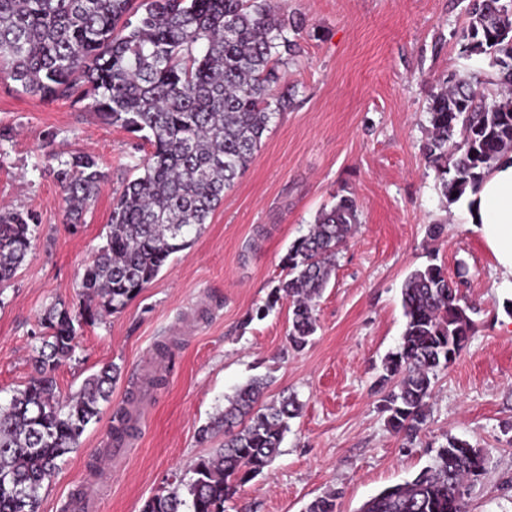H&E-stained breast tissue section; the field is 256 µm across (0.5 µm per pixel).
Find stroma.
Wrapping results in <instances>:
<instances>
[{"instance_id":"35a3bbf8","label":"stroma","mask_w":512,"mask_h":512,"mask_svg":"<svg viewBox=\"0 0 512 512\" xmlns=\"http://www.w3.org/2000/svg\"><path fill=\"white\" fill-rule=\"evenodd\" d=\"M468 0H287L305 19L303 52L281 68L294 106L276 120L244 175L224 194L200 235L171 257L127 307L77 336L56 373L60 397L108 364L120 374L98 422L68 454L38 512H66L74 493L92 492L97 512H141L145 500L222 446L199 429L236 388L255 377L265 401L294 394L303 404L279 455L226 502L225 512H305L336 490L337 512L432 464L448 437L482 449L486 473L469 512H512V316L494 287V259L434 187L421 147L427 107L449 75L486 74V59L462 56L458 35ZM0 208L32 212L39 229L10 286L0 292V402L24 388L38 322L57 303L79 308L84 269L106 238L112 204L142 173L147 144L102 122L85 104L47 101L0 76ZM98 158L106 179L80 223H70L45 151ZM341 195L356 199L359 224L315 301L318 328L290 351L288 300L262 320L252 310L284 275L289 244ZM442 225L439 236L426 227ZM437 264L464 273L477 331L438 371L425 429L414 442L393 432L377 380L405 330L401 288L415 269ZM155 363L151 390L141 371ZM137 409V434L114 459L112 417Z\"/></svg>"}]
</instances>
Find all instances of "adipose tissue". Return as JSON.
<instances>
[{"label": "adipose tissue", "instance_id": "adipose-tissue-1", "mask_svg": "<svg viewBox=\"0 0 512 512\" xmlns=\"http://www.w3.org/2000/svg\"><path fill=\"white\" fill-rule=\"evenodd\" d=\"M459 205L466 224L493 256L496 286L512 290V155L467 187Z\"/></svg>", "mask_w": 512, "mask_h": 512}]
</instances>
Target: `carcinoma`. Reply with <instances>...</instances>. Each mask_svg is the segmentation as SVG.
<instances>
[{
	"label": "carcinoma",
	"mask_w": 512,
	"mask_h": 512,
	"mask_svg": "<svg viewBox=\"0 0 512 512\" xmlns=\"http://www.w3.org/2000/svg\"><path fill=\"white\" fill-rule=\"evenodd\" d=\"M459 36L466 57L495 58L488 79L443 82L427 107L422 152L436 188L455 203L500 157L512 153V3L469 0ZM303 22L272 0H0V74L43 100L88 106L150 146L143 174L112 205L105 244L81 280L83 306L58 303L40 319L33 374L0 404V512H38L41 491L58 461L80 446L100 418L119 367L87 377L76 397L57 393L56 372L72 359L83 326L119 313L160 273L169 258L200 234L245 173L272 123L296 90L280 86L279 67L299 53ZM47 160L72 221L81 218L106 174L97 158L78 152ZM457 196H452V193ZM359 223L356 200L342 195L317 216L284 257L285 276L271 300L249 320L264 319L291 300L288 348L303 350L317 330L312 301L328 285L336 256ZM35 217L0 211V288L15 277L31 248ZM430 264L401 288L406 318L399 348L383 364L379 384L387 424L412 441L427 424L435 371L448 367L475 333V308L461 285ZM255 378L228 398L207 439L224 428V445L200 457L188 480L148 498L142 512H224V503L276 458L289 421L300 413L290 398L262 404ZM486 470L479 448L455 437L434 462L366 501L359 512H467V498ZM339 493L313 500L306 512H336Z\"/></svg>",
	"instance_id": "obj_1"
}]
</instances>
